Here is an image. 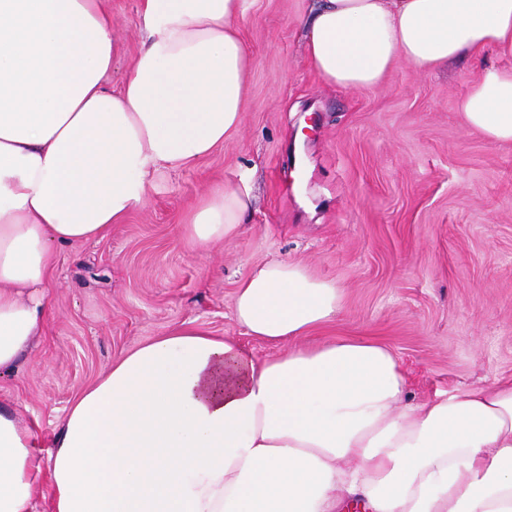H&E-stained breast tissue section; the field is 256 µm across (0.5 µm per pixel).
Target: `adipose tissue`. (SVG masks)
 Here are the masks:
<instances>
[{"mask_svg": "<svg viewBox=\"0 0 512 512\" xmlns=\"http://www.w3.org/2000/svg\"><path fill=\"white\" fill-rule=\"evenodd\" d=\"M250 0H141L147 35L118 90L107 0H0V371L47 324L60 249L101 239L161 172L192 166L240 129L252 66ZM512 58V0H313L304 54L343 89L377 87L397 59L434 72ZM469 127L512 142V66L460 103ZM247 184L220 182L185 213L188 244L232 241ZM335 281L272 260L234 295L237 338L182 326L82 389L49 453L0 408V512H512V379L412 404L385 345L307 346L341 308Z\"/></svg>", "mask_w": 512, "mask_h": 512, "instance_id": "obj_1", "label": "adipose tissue"}]
</instances>
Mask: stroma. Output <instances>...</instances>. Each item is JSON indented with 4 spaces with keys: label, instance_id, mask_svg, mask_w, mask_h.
<instances>
[{
    "label": "stroma",
    "instance_id": "1",
    "mask_svg": "<svg viewBox=\"0 0 512 512\" xmlns=\"http://www.w3.org/2000/svg\"><path fill=\"white\" fill-rule=\"evenodd\" d=\"M310 0H251L253 57L243 126L193 167L157 175L145 206L103 238L61 247L46 333L0 372V405L50 449L73 397L113 360L190 325L273 347L236 323L237 283L269 260L335 281V320L305 339L388 345L421 402L512 377V142L467 128L460 101L488 54L421 73L397 61L374 88L321 80L302 51ZM122 54L118 88L145 34L139 0H108ZM249 179L254 210L237 239L192 249L184 213L210 186Z\"/></svg>",
    "mask_w": 512,
    "mask_h": 512
}]
</instances>
